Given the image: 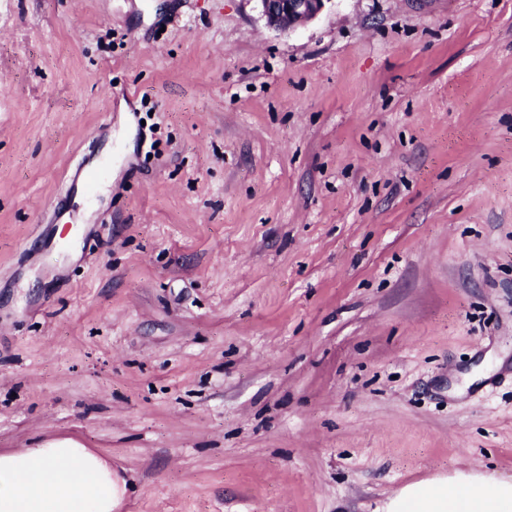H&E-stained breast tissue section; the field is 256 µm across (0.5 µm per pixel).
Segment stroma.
Wrapping results in <instances>:
<instances>
[{"mask_svg": "<svg viewBox=\"0 0 512 512\" xmlns=\"http://www.w3.org/2000/svg\"><path fill=\"white\" fill-rule=\"evenodd\" d=\"M66 438L121 512L512 480V0H0V453ZM267 27L291 31L313 20L328 0H255Z\"/></svg>", "mask_w": 512, "mask_h": 512, "instance_id": "35a3bbf8", "label": "stroma"}]
</instances>
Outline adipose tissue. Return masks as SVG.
Wrapping results in <instances>:
<instances>
[{
  "instance_id": "ef3b65f1",
  "label": "adipose tissue",
  "mask_w": 512,
  "mask_h": 512,
  "mask_svg": "<svg viewBox=\"0 0 512 512\" xmlns=\"http://www.w3.org/2000/svg\"><path fill=\"white\" fill-rule=\"evenodd\" d=\"M125 493L103 454L71 440L0 453V512H118ZM393 512H512V481L458 470L405 488Z\"/></svg>"
}]
</instances>
